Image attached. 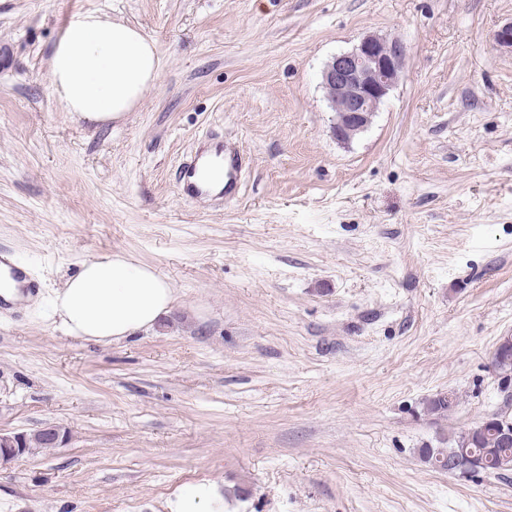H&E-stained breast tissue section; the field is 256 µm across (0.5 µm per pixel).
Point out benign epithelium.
I'll return each instance as SVG.
<instances>
[{
	"label": "benign epithelium",
	"mask_w": 512,
	"mask_h": 512,
	"mask_svg": "<svg viewBox=\"0 0 512 512\" xmlns=\"http://www.w3.org/2000/svg\"><path fill=\"white\" fill-rule=\"evenodd\" d=\"M409 60L407 46L399 39H389L376 34L364 36L352 49L334 55L324 66L321 84L331 111L336 113V127L349 117L361 123L360 131L371 125L381 104L401 78ZM497 430L500 439L512 441V421L489 416L475 428V433L486 427ZM50 445H63L67 431L50 425L39 430ZM27 434L0 432V463L7 464L26 452ZM462 469L466 472L481 470L487 459L481 454L464 451Z\"/></svg>",
	"instance_id": "benign-epithelium-1"
}]
</instances>
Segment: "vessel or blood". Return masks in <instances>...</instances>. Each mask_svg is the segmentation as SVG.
Instances as JSON below:
<instances>
[{
	"label": "vessel or blood",
	"instance_id": "b4317fda",
	"mask_svg": "<svg viewBox=\"0 0 512 512\" xmlns=\"http://www.w3.org/2000/svg\"><path fill=\"white\" fill-rule=\"evenodd\" d=\"M245 156L236 147L210 138L183 163L176 177L179 193L187 198H238Z\"/></svg>",
	"mask_w": 512,
	"mask_h": 512
}]
</instances>
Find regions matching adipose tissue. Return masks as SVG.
Returning a JSON list of instances; mask_svg holds the SVG:
<instances>
[{
    "label": "adipose tissue",
    "instance_id": "1",
    "mask_svg": "<svg viewBox=\"0 0 512 512\" xmlns=\"http://www.w3.org/2000/svg\"><path fill=\"white\" fill-rule=\"evenodd\" d=\"M154 43L135 26L96 13L69 20L53 44L48 78L53 95L74 119L102 125L125 116L155 85ZM174 290L154 267L116 253L83 263L56 291L53 311L69 335L117 342L169 314ZM168 512H224V492L198 483L166 502Z\"/></svg>",
    "mask_w": 512,
    "mask_h": 512
}]
</instances>
